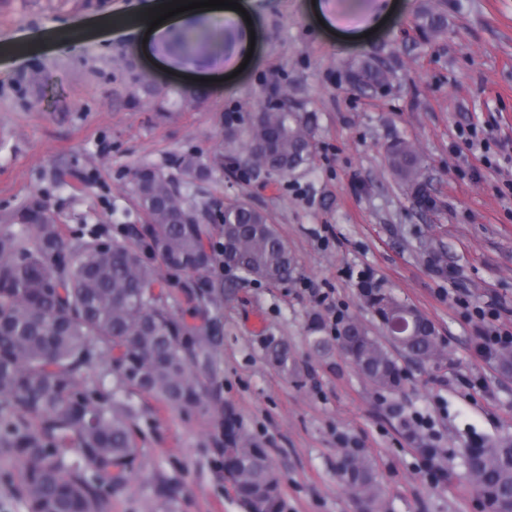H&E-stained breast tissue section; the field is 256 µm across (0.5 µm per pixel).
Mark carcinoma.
Wrapping results in <instances>:
<instances>
[{
    "mask_svg": "<svg viewBox=\"0 0 512 512\" xmlns=\"http://www.w3.org/2000/svg\"><path fill=\"white\" fill-rule=\"evenodd\" d=\"M414 28L426 43L444 36L448 17L437 5L422 7ZM169 47L180 59L207 47L224 48V33L186 30L171 36ZM348 85L376 92L389 85L391 68L378 55L351 61ZM317 115L272 108L257 112L245 129L248 163L285 177L314 159ZM386 160L415 202L432 201L412 144L397 138L386 147ZM176 166L188 177L204 178L207 166L185 154ZM133 193L149 223L127 241L106 240L96 232L63 238L44 201L33 196L0 215V449L24 462L26 512H104L112 492L127 481L138 457L132 422L141 393L176 407L200 404L212 368L213 330L187 324L172 310L163 285L146 256L156 257L175 273L191 274L210 265L208 229L184 224L183 213L200 210L183 194L181 182L154 165L136 170ZM224 264L245 277L286 284L296 262L288 242L267 215L238 200L224 205L220 225ZM360 297L387 342L361 321L349 318L336 340L349 363L378 387L398 390L402 368L391 349L411 361H443L431 321L391 291L364 280ZM399 318L409 322L408 336L391 335ZM310 348L333 349L332 340L312 328ZM481 355L512 373V349L483 343ZM265 357L288 372V345L271 341ZM109 362L112 391L92 370ZM217 449L224 480L245 512H284L280 477L268 450L224 408ZM467 473L483 512H512V439L482 440L464 452ZM340 471L353 489L354 512H379L375 471L362 456L347 454Z\"/></svg>",
    "mask_w": 512,
    "mask_h": 512,
    "instance_id": "obj_1",
    "label": "carcinoma"
}]
</instances>
